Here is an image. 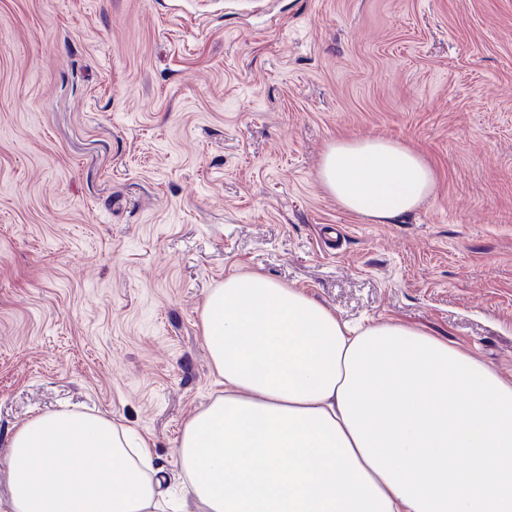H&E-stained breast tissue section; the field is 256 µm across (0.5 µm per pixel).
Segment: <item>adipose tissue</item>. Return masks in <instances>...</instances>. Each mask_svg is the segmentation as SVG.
Returning <instances> with one entry per match:
<instances>
[{
    "label": "adipose tissue",
    "instance_id": "ef3b65f1",
    "mask_svg": "<svg viewBox=\"0 0 512 512\" xmlns=\"http://www.w3.org/2000/svg\"><path fill=\"white\" fill-rule=\"evenodd\" d=\"M322 188L390 223L435 187L388 139L339 138ZM201 334L223 391L183 426L175 512H512V381L429 332L353 326L261 273L206 296ZM0 512H163L149 443L100 415L13 433Z\"/></svg>",
    "mask_w": 512,
    "mask_h": 512
}]
</instances>
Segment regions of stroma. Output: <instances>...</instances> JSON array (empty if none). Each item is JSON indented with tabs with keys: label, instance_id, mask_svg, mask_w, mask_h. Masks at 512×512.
<instances>
[{
	"label": "stroma",
	"instance_id": "stroma-1",
	"mask_svg": "<svg viewBox=\"0 0 512 512\" xmlns=\"http://www.w3.org/2000/svg\"><path fill=\"white\" fill-rule=\"evenodd\" d=\"M339 136L421 153L433 194L346 212ZM234 272L512 379V0H0V448L78 409L177 476Z\"/></svg>",
	"mask_w": 512,
	"mask_h": 512
}]
</instances>
